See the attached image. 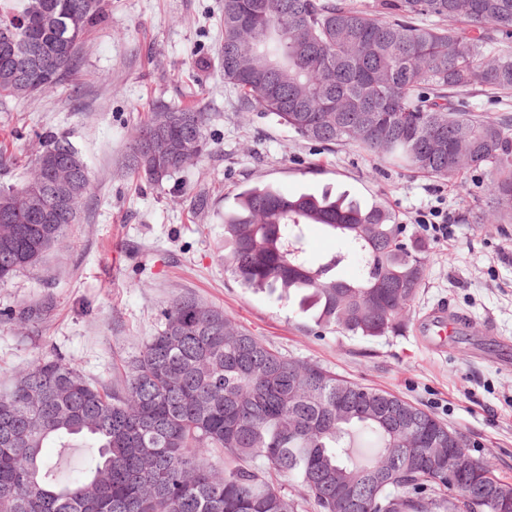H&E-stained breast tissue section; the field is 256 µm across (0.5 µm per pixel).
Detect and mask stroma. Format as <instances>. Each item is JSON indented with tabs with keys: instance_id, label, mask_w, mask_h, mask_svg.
<instances>
[{
	"instance_id": "35a3bbf8",
	"label": "stroma",
	"mask_w": 512,
	"mask_h": 512,
	"mask_svg": "<svg viewBox=\"0 0 512 512\" xmlns=\"http://www.w3.org/2000/svg\"><path fill=\"white\" fill-rule=\"evenodd\" d=\"M223 31L224 0H103L76 77L0 103V189L23 181L51 136L73 145L92 180L65 238L37 268L0 285V387L39 358L120 387L161 309L191 295L287 356L427 410L512 480V224L477 223L489 209L481 194L243 110L224 82ZM161 105L207 112V149L157 186L133 174L128 157L132 132ZM259 183L381 200L416 236L415 206L447 210L450 238L429 244L406 328L350 336L227 273L224 211ZM44 305L40 320H17ZM444 305L467 319L446 336L438 333Z\"/></svg>"
}]
</instances>
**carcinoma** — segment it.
I'll return each instance as SVG.
<instances>
[{"instance_id":"1","label":"carcinoma","mask_w":512,"mask_h":512,"mask_svg":"<svg viewBox=\"0 0 512 512\" xmlns=\"http://www.w3.org/2000/svg\"><path fill=\"white\" fill-rule=\"evenodd\" d=\"M52 9L72 52L37 75L38 91L73 76L102 0H23L0 16L15 56L57 32L29 19ZM512 0H224V83L242 103L300 137L351 145L392 165L453 181L485 175L491 215L512 223V118L470 110L458 95L480 84L512 91ZM0 63V99L21 97ZM165 116L189 117L206 142L208 114L160 108L135 129L133 173L154 183L180 171L139 159L144 136ZM89 172L69 194L71 218L12 224L0 235V283L37 267L49 244L78 220ZM341 250L314 257L311 226ZM358 274L343 279V262ZM430 253L381 202L343 193L288 194L253 185L224 211V266L245 288L277 292L317 323L363 338L406 326ZM161 325L128 366L125 386L91 383L79 366L38 359L0 393V512H496L491 482L512 486L475 457L461 484L448 478V449L463 433L387 391L288 357L193 296L163 308ZM454 436L448 443V435ZM91 444L73 476L42 455ZM354 448H370L360 458ZM224 455V472L210 463ZM260 459L263 465H255ZM291 482L286 489L280 478Z\"/></svg>"}]
</instances>
